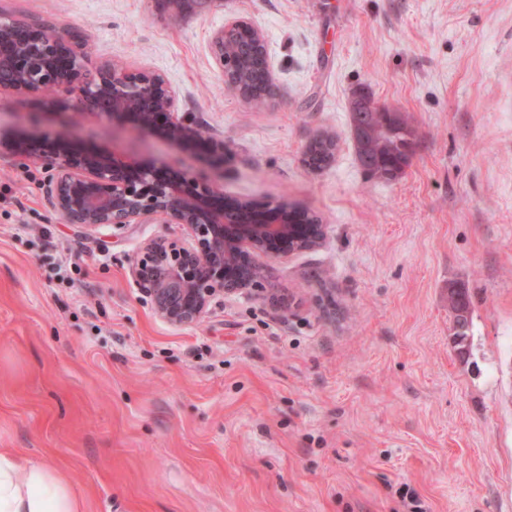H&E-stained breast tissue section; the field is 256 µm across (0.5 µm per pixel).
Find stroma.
Segmentation results:
<instances>
[{"label": "stroma", "instance_id": "stroma-1", "mask_svg": "<svg viewBox=\"0 0 512 512\" xmlns=\"http://www.w3.org/2000/svg\"><path fill=\"white\" fill-rule=\"evenodd\" d=\"M85 30L84 64L165 75L224 141L223 168L157 134L44 113L0 91V134L167 163L232 198L318 216L314 248L203 319L156 317L132 276L176 224L62 221L42 161L0 157V448L60 467L83 512H512V0H0ZM263 31L276 84L227 88L213 33ZM418 138L402 176L367 178L354 93ZM336 136L326 169L303 162ZM34 180L24 178V171ZM473 303L466 355L448 289ZM289 300L281 308L279 299Z\"/></svg>", "mask_w": 512, "mask_h": 512}]
</instances>
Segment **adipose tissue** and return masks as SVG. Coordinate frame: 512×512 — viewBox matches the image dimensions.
I'll return each instance as SVG.
<instances>
[{
	"label": "adipose tissue",
	"instance_id": "ef3b65f1",
	"mask_svg": "<svg viewBox=\"0 0 512 512\" xmlns=\"http://www.w3.org/2000/svg\"><path fill=\"white\" fill-rule=\"evenodd\" d=\"M0 512H82L78 492L51 463L0 448Z\"/></svg>",
	"mask_w": 512,
	"mask_h": 512
}]
</instances>
